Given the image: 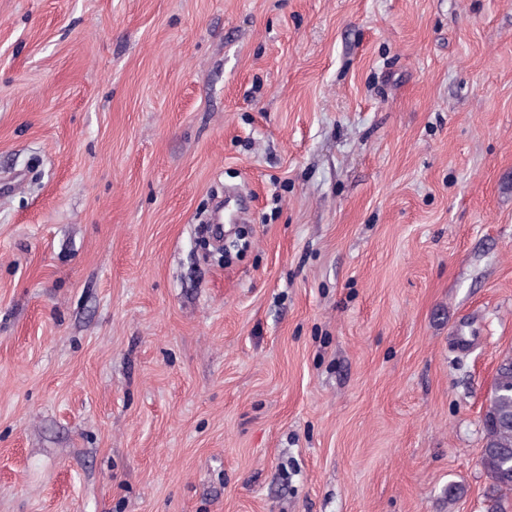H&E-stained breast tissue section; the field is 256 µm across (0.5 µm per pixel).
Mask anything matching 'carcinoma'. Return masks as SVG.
Here are the masks:
<instances>
[{
	"mask_svg": "<svg viewBox=\"0 0 512 512\" xmlns=\"http://www.w3.org/2000/svg\"><path fill=\"white\" fill-rule=\"evenodd\" d=\"M485 443L480 464L500 492L501 502L512 499V355H505L489 398L483 423Z\"/></svg>",
	"mask_w": 512,
	"mask_h": 512,
	"instance_id": "carcinoma-1",
	"label": "carcinoma"
}]
</instances>
